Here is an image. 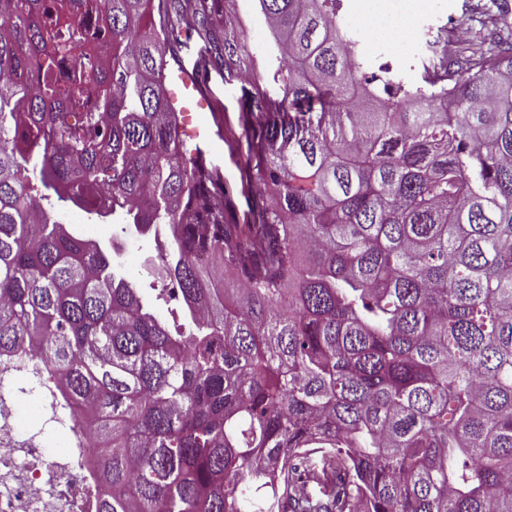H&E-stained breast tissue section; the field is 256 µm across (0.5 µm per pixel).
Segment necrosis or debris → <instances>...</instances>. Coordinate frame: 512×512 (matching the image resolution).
Returning <instances> with one entry per match:
<instances>
[{"instance_id":"necrosis-or-debris-1","label":"necrosis or debris","mask_w":512,"mask_h":512,"mask_svg":"<svg viewBox=\"0 0 512 512\" xmlns=\"http://www.w3.org/2000/svg\"><path fill=\"white\" fill-rule=\"evenodd\" d=\"M15 395L0 386V512H94L103 492L99 462L88 432L68 433L74 410H58V429L66 438L62 448L51 451L34 436L20 441Z\"/></svg>"}]
</instances>
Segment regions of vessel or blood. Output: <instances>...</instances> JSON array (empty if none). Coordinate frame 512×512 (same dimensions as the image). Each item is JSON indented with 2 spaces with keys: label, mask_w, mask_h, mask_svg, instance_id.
<instances>
[{
  "label": "vessel or blood",
  "mask_w": 512,
  "mask_h": 512,
  "mask_svg": "<svg viewBox=\"0 0 512 512\" xmlns=\"http://www.w3.org/2000/svg\"><path fill=\"white\" fill-rule=\"evenodd\" d=\"M166 93L179 106L182 136L195 143L193 157L205 158L209 147L224 139V116L218 111L214 96L198 79L196 70L182 65L169 74ZM197 112L209 113L210 123L194 125L193 115Z\"/></svg>",
  "instance_id": "1"
}]
</instances>
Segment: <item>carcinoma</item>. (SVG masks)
I'll list each match as a JSON object with an SVG mask.
<instances>
[{"instance_id": "carcinoma-1", "label": "carcinoma", "mask_w": 512, "mask_h": 512, "mask_svg": "<svg viewBox=\"0 0 512 512\" xmlns=\"http://www.w3.org/2000/svg\"><path fill=\"white\" fill-rule=\"evenodd\" d=\"M10 2L0 355L87 405L96 512H512V33L442 57L444 99L350 58L337 0H253L259 64L208 0H101L104 62L69 0ZM187 16L250 86L244 224L167 98ZM102 193L97 218L171 229L145 273L180 297L176 333L44 205Z\"/></svg>"}]
</instances>
